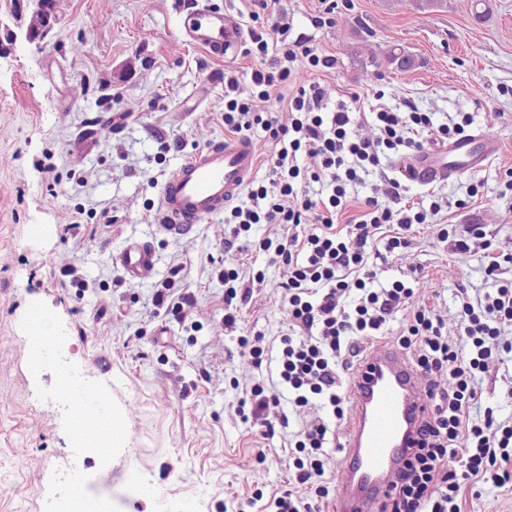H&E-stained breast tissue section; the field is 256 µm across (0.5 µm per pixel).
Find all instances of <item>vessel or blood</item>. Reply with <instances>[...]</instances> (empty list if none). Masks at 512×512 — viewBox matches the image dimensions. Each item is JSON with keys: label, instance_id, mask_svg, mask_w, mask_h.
<instances>
[{"label": "vessel or blood", "instance_id": "b4317fda", "mask_svg": "<svg viewBox=\"0 0 512 512\" xmlns=\"http://www.w3.org/2000/svg\"><path fill=\"white\" fill-rule=\"evenodd\" d=\"M179 18L184 37L213 56L236 55L245 40L239 18L223 8H184ZM496 151L491 137L468 135L413 154L401 166L414 182L441 183L477 168ZM256 168L255 145L244 137L194 150L161 184L162 230L177 237L223 213ZM114 261L130 279H147L156 270L153 248L139 240L127 241ZM428 414L426 383L405 354L394 347L369 352L354 371L337 481L338 512H380Z\"/></svg>", "mask_w": 512, "mask_h": 512}]
</instances>
